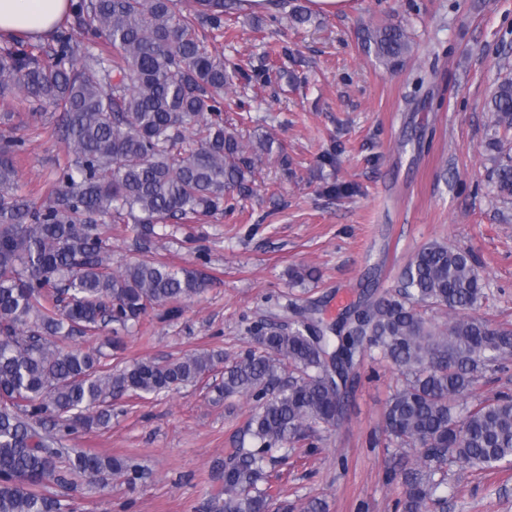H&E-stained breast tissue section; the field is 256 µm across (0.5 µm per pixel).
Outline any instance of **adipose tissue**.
Returning a JSON list of instances; mask_svg holds the SVG:
<instances>
[{"label": "adipose tissue", "instance_id": "adipose-tissue-1", "mask_svg": "<svg viewBox=\"0 0 512 512\" xmlns=\"http://www.w3.org/2000/svg\"><path fill=\"white\" fill-rule=\"evenodd\" d=\"M71 4L72 0H0V35L50 34L68 17Z\"/></svg>", "mask_w": 512, "mask_h": 512}]
</instances>
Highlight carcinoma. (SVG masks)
Masks as SVG:
<instances>
[{"mask_svg":"<svg viewBox=\"0 0 512 512\" xmlns=\"http://www.w3.org/2000/svg\"><path fill=\"white\" fill-rule=\"evenodd\" d=\"M236 0H77L70 28L51 48L16 42L0 49V96L60 112L54 128L66 159L39 200L20 192L14 164L23 143L0 133V512H71L78 480L146 477L121 463L64 443L72 430L109 421L112 398L159 394L196 384L220 353L175 360L136 359L112 371L100 350L65 349L75 329L119 331L150 309L179 304L202 290L188 270L142 258L114 271L101 221L126 224L137 238L153 225L234 209L226 199L246 188L257 153L247 155L224 122L227 71L205 28L224 27ZM106 38L94 51L74 29ZM364 47L394 67L411 51L404 28L389 25ZM494 129L512 130V78L485 102ZM494 184L512 197V155L498 159ZM486 283L470 255L432 242L422 246L398 286L372 292L346 317L327 324L305 312L287 325L249 328L258 349L224 366L218 394L256 402L246 432L254 446L225 458L214 512H271L269 466L275 454L333 431L345 418L340 382L359 377L366 359L391 363L397 384L383 413L389 444L417 455L403 474L401 512L444 504L448 470L461 463L493 470L512 465V395L481 392L488 372L512 363V326L475 314ZM454 318L439 325L423 308Z\"/></svg>","mask_w":512,"mask_h":512,"instance_id":"obj_1","label":"carcinoma"}]
</instances>
